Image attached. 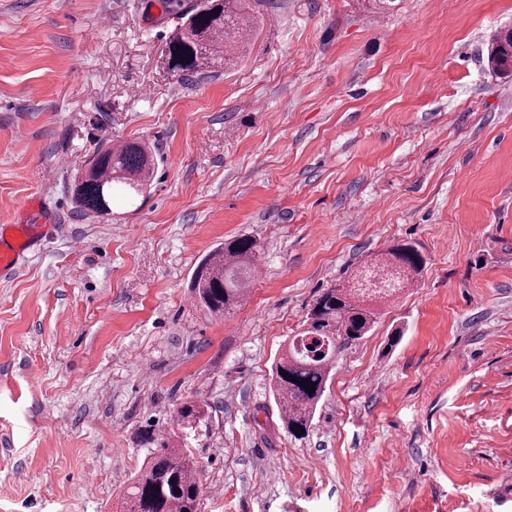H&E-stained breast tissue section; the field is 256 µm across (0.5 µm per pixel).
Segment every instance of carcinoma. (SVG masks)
<instances>
[{"label":"carcinoma","mask_w":512,"mask_h":512,"mask_svg":"<svg viewBox=\"0 0 512 512\" xmlns=\"http://www.w3.org/2000/svg\"><path fill=\"white\" fill-rule=\"evenodd\" d=\"M182 20L167 46V66L176 75L232 66L235 55L226 45H243L249 38L240 0H199L183 11ZM488 62L496 72L512 69V28L494 37ZM155 166V154L140 140L101 146L73 180L76 203L86 212L108 214L115 192L131 201L144 195ZM260 251L256 239L242 235L200 261L189 285L197 307L222 316L238 306ZM424 264L418 249L398 244L362 265L347 284L322 290L307 314V328L291 337L273 370L274 396L289 436L302 439L308 434L338 355L373 329L377 303L401 293ZM302 382L315 385V392H306ZM208 408L206 403L189 401L176 409L172 432L153 440L149 457L126 488V512H200L196 462L185 448L184 435L209 418ZM176 488L181 490L178 495Z\"/></svg>","instance_id":"1"}]
</instances>
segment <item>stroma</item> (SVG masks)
Here are the masks:
<instances>
[{
    "label": "stroma",
    "instance_id": "1",
    "mask_svg": "<svg viewBox=\"0 0 512 512\" xmlns=\"http://www.w3.org/2000/svg\"><path fill=\"white\" fill-rule=\"evenodd\" d=\"M249 3L237 63L180 78L178 6L0 0V225H50L0 275V512H116L188 400L201 512H512V0ZM132 138L149 196L83 212L74 175ZM239 235L246 295L206 315L191 275ZM399 242L422 273L291 439L289 336ZM488 62L496 72H508L512 69V28L505 29L494 37Z\"/></svg>",
    "mask_w": 512,
    "mask_h": 512
}]
</instances>
